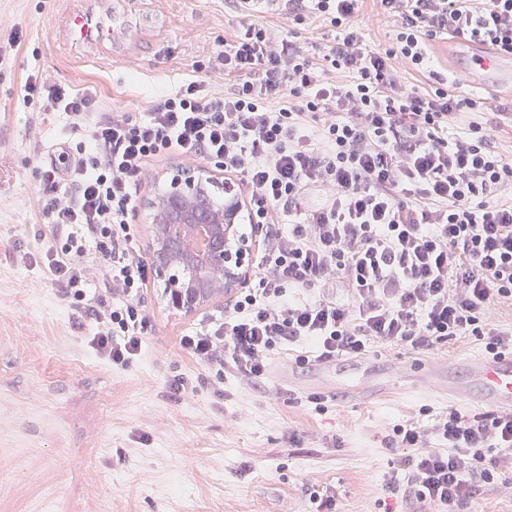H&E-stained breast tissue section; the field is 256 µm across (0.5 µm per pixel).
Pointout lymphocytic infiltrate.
Here are the masks:
<instances>
[{
	"mask_svg": "<svg viewBox=\"0 0 512 512\" xmlns=\"http://www.w3.org/2000/svg\"><path fill=\"white\" fill-rule=\"evenodd\" d=\"M379 2L397 27L393 49H367L353 24L360 0H282L285 19L304 12L341 30L321 62L252 23L215 59L232 89L192 80L145 112L92 121L93 88L26 80L27 103L67 112L70 134L40 162L37 245L17 259L47 270L74 320L91 325L97 357L124 366L142 351L149 263L128 215L155 162L171 157L237 179L260 235L249 284L179 340L217 378L261 380L269 353L297 344L350 360L463 336L485 337L490 354L512 350V328L492 320L512 309V160L481 123L449 138L476 100L409 92L392 65L430 69L426 38L451 32L512 51V0ZM331 67L352 81L329 82ZM387 445L403 455L385 495L411 512H457L512 465V413L452 406L428 428L395 424Z\"/></svg>",
	"mask_w": 512,
	"mask_h": 512,
	"instance_id": "1",
	"label": "lymphocytic infiltrate"
}]
</instances>
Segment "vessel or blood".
Here are the masks:
<instances>
[{
  "instance_id": "b4317fda",
  "label": "vessel or blood",
  "mask_w": 512,
  "mask_h": 512,
  "mask_svg": "<svg viewBox=\"0 0 512 512\" xmlns=\"http://www.w3.org/2000/svg\"><path fill=\"white\" fill-rule=\"evenodd\" d=\"M126 23L125 15L117 9L108 16L77 13L66 21L69 39L81 44L110 42ZM448 41L453 46V59L466 63L470 69L473 87L490 93L512 87V53L458 35L449 36ZM418 371L435 381L441 392L458 400L512 412V352L469 358L461 376L453 367L436 360L422 362ZM337 387L354 400L368 401L403 389L404 379L391 375L377 380L341 381Z\"/></svg>"
}]
</instances>
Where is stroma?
<instances>
[{
	"instance_id": "obj_1",
	"label": "stroma",
	"mask_w": 512,
	"mask_h": 512,
	"mask_svg": "<svg viewBox=\"0 0 512 512\" xmlns=\"http://www.w3.org/2000/svg\"><path fill=\"white\" fill-rule=\"evenodd\" d=\"M112 2L0 0V17L22 29L20 44L0 59V512H316V485L329 488L333 512H382V485L400 454L388 447V432L417 415L431 424L452 398L412 379L406 390L367 404L335 393L319 412L307 401L316 391V362L277 350L260 381H217L181 351L179 338L223 314L224 300L176 312L154 276L144 297L143 349L128 366H115L91 350L90 328H77L46 273L17 262L16 247L35 244L34 157L68 132L65 113L45 119L27 106L26 79L45 74L76 91L92 85L103 105L144 112L208 70L245 23L235 0H131L132 14L164 16L171 32L132 27L111 51L63 40L69 13L86 6L108 13ZM254 18L283 27L312 56L337 34L311 18L287 25L264 9ZM356 23L369 49L395 47V24L378 0H363ZM112 52L122 56L121 67L108 62ZM472 96L479 114L458 115L449 137L481 121L512 158L505 96ZM189 168L176 158L159 162L142 187L131 221L143 255L151 253L150 201ZM483 353V339L469 336L433 351L392 347L337 366L352 381ZM176 376L191 378L194 392L171 397L166 383ZM511 481L512 470L502 469L498 483L480 485L459 512H512Z\"/></svg>"
}]
</instances>
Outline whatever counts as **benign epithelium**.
<instances>
[{"label": "benign epithelium", "instance_id": "7a95c632", "mask_svg": "<svg viewBox=\"0 0 512 512\" xmlns=\"http://www.w3.org/2000/svg\"><path fill=\"white\" fill-rule=\"evenodd\" d=\"M215 188L224 185L210 170L178 174L151 203L153 267L169 307L181 313L224 297L252 263V245L237 233L241 206L234 197L199 213L201 198Z\"/></svg>", "mask_w": 512, "mask_h": 512}]
</instances>
